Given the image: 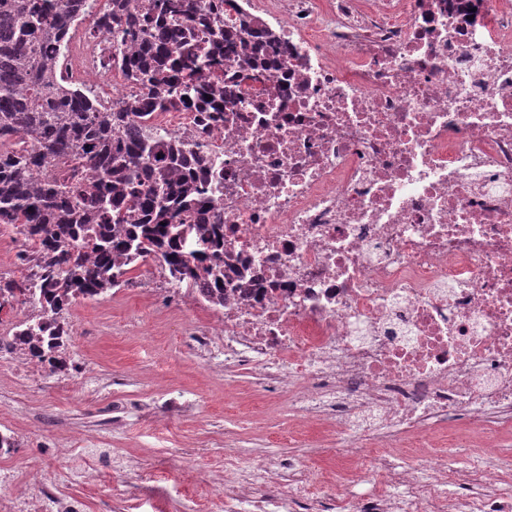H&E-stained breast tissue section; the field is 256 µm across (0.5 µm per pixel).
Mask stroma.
Here are the masks:
<instances>
[{"label":"stroma","instance_id":"stroma-1","mask_svg":"<svg viewBox=\"0 0 512 512\" xmlns=\"http://www.w3.org/2000/svg\"><path fill=\"white\" fill-rule=\"evenodd\" d=\"M133 287L78 300L67 367L53 372L0 350V504L9 512H248L275 497L288 468L319 470L316 495L342 512L333 418L299 423L271 364L224 358L202 340L222 311L191 286L168 288L157 261Z\"/></svg>","mask_w":512,"mask_h":512}]
</instances>
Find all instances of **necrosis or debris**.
Segmentation results:
<instances>
[{
    "label": "necrosis or debris",
    "instance_id": "obj_1",
    "mask_svg": "<svg viewBox=\"0 0 512 512\" xmlns=\"http://www.w3.org/2000/svg\"><path fill=\"white\" fill-rule=\"evenodd\" d=\"M274 35L273 68L173 110L224 226L225 359L296 356L304 419L382 445L343 452L390 493L343 512H512V457L472 469L403 466L391 447L443 419L512 417V0H239ZM62 57L69 82L132 90L92 21Z\"/></svg>",
    "mask_w": 512,
    "mask_h": 512
}]
</instances>
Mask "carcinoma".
<instances>
[{
    "label": "carcinoma",
    "instance_id": "obj_1",
    "mask_svg": "<svg viewBox=\"0 0 512 512\" xmlns=\"http://www.w3.org/2000/svg\"><path fill=\"white\" fill-rule=\"evenodd\" d=\"M222 2L236 17L214 33V45L237 57L230 82L240 84L265 64L273 33L235 0ZM87 8V0H0V226L21 236L24 270L0 277V312L31 308L0 347L54 369L66 366L72 304L127 284L148 257L169 282H189L224 307V225L208 223L189 173L193 153L153 125L154 113L190 102L212 61L186 34L191 0H149L140 17L127 0H110L97 19L112 24L118 70L146 102L141 112L61 79L57 58Z\"/></svg>",
    "mask_w": 512,
    "mask_h": 512
}]
</instances>
